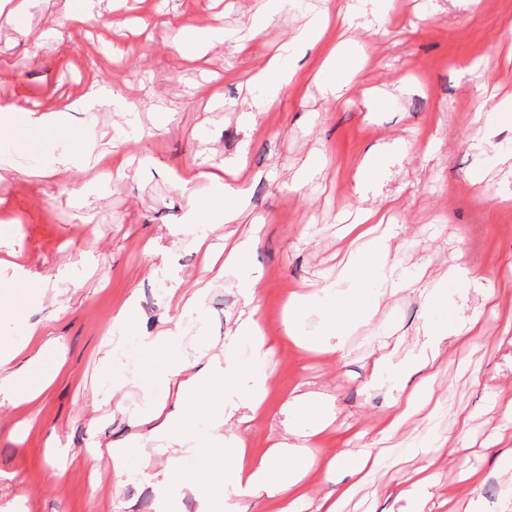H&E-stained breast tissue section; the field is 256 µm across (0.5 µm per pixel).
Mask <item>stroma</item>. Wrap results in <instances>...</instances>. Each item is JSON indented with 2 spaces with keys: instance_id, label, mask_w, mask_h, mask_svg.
<instances>
[{
  "instance_id": "1",
  "label": "stroma",
  "mask_w": 512,
  "mask_h": 512,
  "mask_svg": "<svg viewBox=\"0 0 512 512\" xmlns=\"http://www.w3.org/2000/svg\"><path fill=\"white\" fill-rule=\"evenodd\" d=\"M264 0H27L18 24L0 28V106L21 104L58 112L59 128L0 126L10 149L0 159L13 168L0 180V256L14 250L31 275L25 295L28 322L61 339V371L32 404L0 403V512H204L191 495L163 492L158 475L166 457L140 440L128 412L145 408L133 388L95 403L105 373L100 343L127 299L142 314L139 333L154 335L176 311L171 287L189 292L208 283L201 316L185 318L188 353L208 346L223 355L224 336L242 309L234 275H220L199 250L188 213L208 197L204 181L182 182L203 162L230 184L248 189L238 219L212 226L216 249L234 246L247 230L259 241L243 265L261 272L258 317L270 351L268 396L257 418L233 423L255 455L283 434L281 407L294 389L324 394L334 420L313 438L303 481L318 500L346 483L334 458L357 454L356 435L376 432L398 395L376 380L381 353L401 359L417 351L433 314L416 293L386 299L371 324L345 337L336 356L315 346L326 319H298L309 347L283 332L291 293L338 269L344 255L339 219L361 204L357 193L364 155L395 138L410 153L375 180L378 198L392 205L396 236L391 258L430 277L456 260L490 272L493 298L457 288L449 313L480 311L476 346L446 341L426 409L382 440V463L345 505L344 512H409L398 494L415 469L428 468L432 497L478 502L479 512H512V195L506 162L485 163L477 144L512 150V121L485 131L479 113L512 99V0H391L390 22L343 31L332 23L317 47L299 61L295 82L247 126L245 86L289 41L306 8L338 16L345 0H295L288 11L243 50L231 43L186 59L179 26L221 22L244 28ZM89 14L73 26L69 5ZM349 38L357 71L338 99H326L314 72L341 38ZM131 103L128 111L92 105V81ZM165 125L164 134L140 139V130ZM90 148L93 156L129 160L115 169L71 168L53 173L48 161ZM323 164L313 181L291 189L294 172L311 155ZM69 270L77 283L65 315L49 280ZM385 341H378L379 332ZM140 447L142 477L131 479L109 459L90 464L95 441ZM480 474L481 484L465 480Z\"/></svg>"
}]
</instances>
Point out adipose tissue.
<instances>
[{"label": "adipose tissue", "mask_w": 512, "mask_h": 512, "mask_svg": "<svg viewBox=\"0 0 512 512\" xmlns=\"http://www.w3.org/2000/svg\"><path fill=\"white\" fill-rule=\"evenodd\" d=\"M327 26L326 15H310L294 40L284 43L280 54L256 76L261 105L269 106L278 100L297 72L300 50L314 47ZM192 175L208 180L212 187L207 199L193 204V211L217 212L223 215L225 222H234L245 189L225 184L223 178L206 169H195ZM377 214V208H359L355 221L347 225L346 234L359 240L360 245L351 251L344 271L324 276L322 285L308 293L291 294L285 324L288 336H297L301 311L322 312L334 320L341 340L333 343L325 337L319 347L338 355L345 349L343 336L372 321L382 301L399 291L413 290L426 307L433 308L445 301L449 286L455 283L491 287L492 280L485 269L462 263L451 265L445 274L431 281L407 272L391 259L385 238H369L366 226ZM254 242V235H246L231 248L223 264L225 272L235 274L243 299V311L234 328L224 337L223 357H211L200 368H192L182 349L181 329L177 326L153 336H136L141 313L129 300L113 319L112 349L118 352L129 341H136L145 365L130 376L113 373L110 384L116 388L131 386L144 393L148 405L132 415V422L146 429L148 440L157 448L167 451L165 474L175 475L180 489L203 499L207 512H239L241 499L261 497L277 506L278 512H304L301 482L306 472L299 467L283 471L280 461L286 455L296 460L305 459L307 440L329 426L323 401L301 393L291 394L285 403L291 416L290 438L278 442L261 457L247 452L241 435H226L220 431L223 423L232 420L243 423L248 414L258 413L267 395L265 336L256 318L259 277L239 270L242 256ZM480 320V315L474 313L450 321L427 323L424 334L433 344L431 351L396 365L388 357H381L375 363L376 374H389L399 382L406 374L433 368L447 338L466 344L477 341ZM55 343V337L44 327L24 323L20 344L0 349V397L16 404L39 399L50 385L51 372L62 368L54 355ZM22 354L27 357L26 369L13 370V361ZM157 358L165 362V372L152 368L151 362ZM210 389L221 393L222 413L220 417L204 419L196 413L195 405L200 394ZM381 455V449L372 446L363 451L349 466L350 483L323 496L314 512H341L343 503L353 495L357 484L370 475ZM202 465L219 470V478L204 483L198 481L196 474Z\"/></svg>", "instance_id": "ef3b65f1"}]
</instances>
